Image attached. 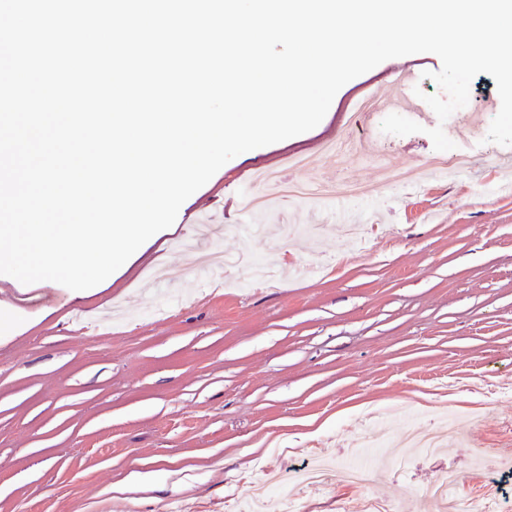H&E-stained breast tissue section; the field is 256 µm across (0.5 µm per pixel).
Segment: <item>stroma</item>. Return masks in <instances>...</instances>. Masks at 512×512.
Listing matches in <instances>:
<instances>
[{"instance_id": "35a3bbf8", "label": "stroma", "mask_w": 512, "mask_h": 512, "mask_svg": "<svg viewBox=\"0 0 512 512\" xmlns=\"http://www.w3.org/2000/svg\"><path fill=\"white\" fill-rule=\"evenodd\" d=\"M383 71L344 85L314 129L240 154L183 203L214 227L204 249L244 253L251 268L200 272L179 248L193 227L177 221L92 294L52 281L0 291V512H240L270 474V500L294 512H359L364 498L437 512L427 493L444 469L461 477L455 500L483 495L512 512L493 485L512 469V398L476 403L478 389L512 388V193L500 190L512 172L491 163L512 146L483 140L495 111L481 112L478 135L453 138L469 171L348 201L368 228L360 243L327 221L332 196L280 201L255 216L258 233L224 218L258 164L336 134L347 99ZM438 124L432 113L405 136L352 127L357 152L310 175L339 186L390 162L419 169ZM157 265L169 281L146 279ZM438 426L454 438L437 456L402 441ZM388 443L404 468L375 464ZM310 448L338 469L317 486L303 480ZM370 462L365 489L344 484L341 470ZM145 472L149 490L122 491Z\"/></svg>"}]
</instances>
